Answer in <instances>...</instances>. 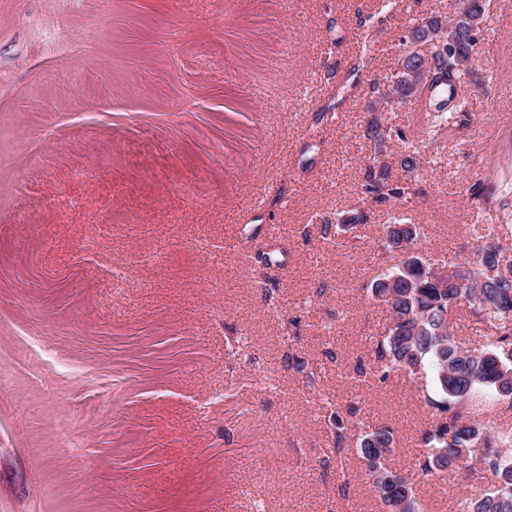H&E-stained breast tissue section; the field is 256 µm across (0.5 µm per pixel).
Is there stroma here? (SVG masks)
Returning a JSON list of instances; mask_svg holds the SVG:
<instances>
[{
  "instance_id": "35a3bbf8",
  "label": "stroma",
  "mask_w": 512,
  "mask_h": 512,
  "mask_svg": "<svg viewBox=\"0 0 512 512\" xmlns=\"http://www.w3.org/2000/svg\"><path fill=\"white\" fill-rule=\"evenodd\" d=\"M462 6L0 0V512H385L358 455L328 457L351 406L424 512L484 489L475 461L415 473L434 383L371 376L367 286L400 220L445 272L512 247V0L438 141L387 114L417 195L361 188L373 81Z\"/></svg>"
}]
</instances>
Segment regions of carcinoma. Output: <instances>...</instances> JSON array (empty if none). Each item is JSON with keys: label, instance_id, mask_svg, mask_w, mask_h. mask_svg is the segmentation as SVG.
Returning <instances> with one entry per match:
<instances>
[{"label": "carcinoma", "instance_id": "1", "mask_svg": "<svg viewBox=\"0 0 512 512\" xmlns=\"http://www.w3.org/2000/svg\"><path fill=\"white\" fill-rule=\"evenodd\" d=\"M487 0H464V8L451 20L427 17L411 27V36L423 41L426 56L402 54L396 69L387 76L391 84L377 89L369 111L379 112L389 105L405 104L415 99L417 83L404 78L399 68L419 70L428 66L432 80L431 93L421 98L422 111L434 113L432 123L447 122V108L454 103L457 84L463 72L457 69V59L471 57L476 42L468 37L475 19H484ZM455 36V49L442 47L443 35ZM366 136L376 154L393 138L403 139L402 133L385 124L378 116L367 125ZM419 149H407L400 168L404 179L390 176L389 163L381 168L371 165L365 175L364 193L378 202L399 199L417 193L415 181ZM415 225L391 224L386 230V247L399 251L417 238ZM512 254L498 246L481 247L475 260L466 261L444 279L440 288L427 276L429 268L424 258L407 255L399 263L376 275L370 284L371 296L387 306L390 323L383 338L375 341V361L378 377L386 380L394 375L420 377L432 372L435 396H427L429 407L441 414V419L421 435L425 452L417 458L416 467L423 476L455 471L478 456L483 465L481 478L492 480V488L477 498L463 502L461 512H512V432L496 431L483 426L465 412L474 404L473 397L485 391L501 398H512V331L502 330L497 321L512 314ZM467 303L487 326L501 331L486 337V343L474 349H463L453 339L448 326V311ZM338 465H343L351 446L350 434L341 415L331 423ZM357 454L365 460L373 484L378 489L389 512H421L409 479L389 468L393 436L386 428L362 430L356 435Z\"/></svg>", "mask_w": 512, "mask_h": 512}]
</instances>
